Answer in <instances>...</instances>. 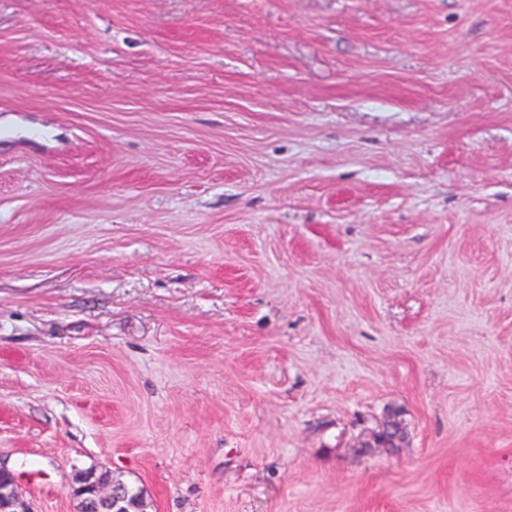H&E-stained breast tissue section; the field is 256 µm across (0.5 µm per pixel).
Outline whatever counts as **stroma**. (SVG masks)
I'll return each instance as SVG.
<instances>
[{
  "mask_svg": "<svg viewBox=\"0 0 512 512\" xmlns=\"http://www.w3.org/2000/svg\"><path fill=\"white\" fill-rule=\"evenodd\" d=\"M0 463L512 512V0H0Z\"/></svg>",
  "mask_w": 512,
  "mask_h": 512,
  "instance_id": "35a3bbf8",
  "label": "stroma"
}]
</instances>
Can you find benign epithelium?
<instances>
[{"instance_id":"7a95c632","label":"benign epithelium","mask_w":512,"mask_h":512,"mask_svg":"<svg viewBox=\"0 0 512 512\" xmlns=\"http://www.w3.org/2000/svg\"><path fill=\"white\" fill-rule=\"evenodd\" d=\"M399 437L395 423L384 426L373 440L378 445L392 447ZM78 500V512H148L149 503L144 493L132 497L126 485L112 479L108 472L93 470L79 473L73 490ZM0 512H30L20 498L14 475L0 467Z\"/></svg>"}]
</instances>
